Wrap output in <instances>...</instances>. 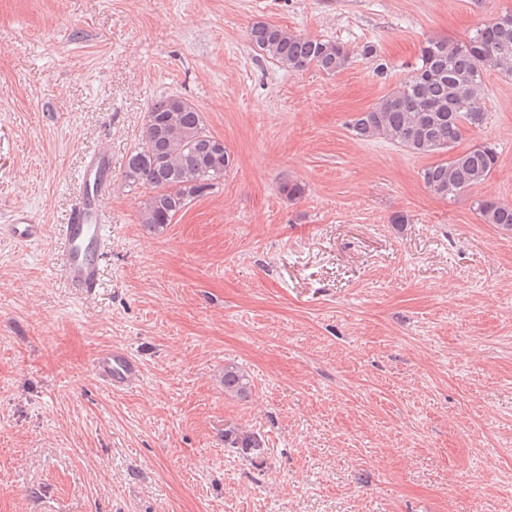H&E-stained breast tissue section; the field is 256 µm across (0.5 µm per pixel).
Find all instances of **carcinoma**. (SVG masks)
I'll return each mask as SVG.
<instances>
[{"label":"carcinoma","instance_id":"obj_1","mask_svg":"<svg viewBox=\"0 0 512 512\" xmlns=\"http://www.w3.org/2000/svg\"><path fill=\"white\" fill-rule=\"evenodd\" d=\"M248 39L263 56L290 71L314 67L334 74L351 58L339 42L296 35L266 21L252 23ZM489 72L512 75V15L484 21L461 43L428 39L411 76L349 121L352 135L361 141L383 139L416 154L449 153L447 160L425 168L422 179L435 196L454 199L486 181L498 162L491 143L453 152L465 133L485 120L480 101ZM232 165L227 149H216L202 112L169 95L151 104L124 180L144 189L141 223L162 229L192 200L212 193ZM475 210L484 223L512 231L511 204L483 197L475 201ZM223 379L225 392L248 393L249 380L238 366L225 365Z\"/></svg>","mask_w":512,"mask_h":512}]
</instances>
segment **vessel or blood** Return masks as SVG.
<instances>
[{
    "mask_svg": "<svg viewBox=\"0 0 512 512\" xmlns=\"http://www.w3.org/2000/svg\"><path fill=\"white\" fill-rule=\"evenodd\" d=\"M110 172L109 154L98 150L87 155L76 176L77 197L65 226L58 273L77 295H91L100 285L107 236L100 207ZM4 230L20 245L35 241L42 234L41 225L33 223L28 211L22 208L13 211ZM92 366L97 376L115 391L132 385L141 375L139 362L120 348L97 351Z\"/></svg>",
    "mask_w": 512,
    "mask_h": 512,
    "instance_id": "vessel-or-blood-1",
    "label": "vessel or blood"
}]
</instances>
